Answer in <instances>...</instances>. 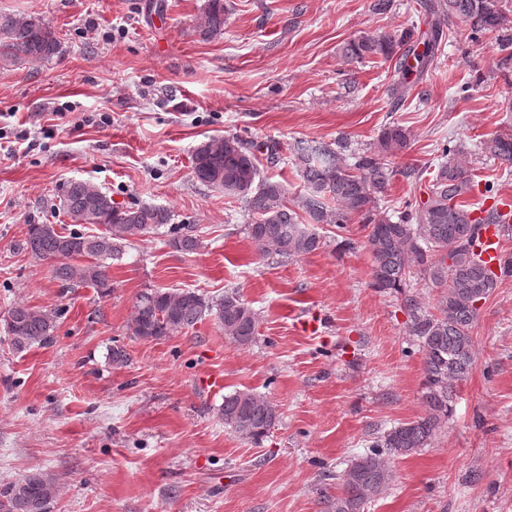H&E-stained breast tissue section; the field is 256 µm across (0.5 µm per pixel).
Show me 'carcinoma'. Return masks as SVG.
Returning a JSON list of instances; mask_svg holds the SVG:
<instances>
[{
  "label": "carcinoma",
  "mask_w": 512,
  "mask_h": 512,
  "mask_svg": "<svg viewBox=\"0 0 512 512\" xmlns=\"http://www.w3.org/2000/svg\"><path fill=\"white\" fill-rule=\"evenodd\" d=\"M429 12L440 19L458 18L469 24L471 39L479 42L494 36L501 57L497 69L505 81L512 80V12L503 0H432ZM224 31V0H206L201 36L210 38ZM443 28L433 30V39L423 49L413 42L410 29L361 33L344 44L342 57L348 63L373 58L396 60L401 78L390 87L403 99L412 78L421 76L434 62ZM60 41L49 26L31 16L0 13V69L24 61H49L59 54ZM406 128L389 122L366 150L346 163L348 139H336L335 147L297 142L294 167L306 186L297 204H288V188L280 180L260 177L256 155L237 136L212 137L200 143L192 156L196 179L224 189V194L248 203L253 219L247 225L250 238L281 257H302L318 250L320 236L313 225L345 228L360 217L369 229L366 244L373 256V286L399 291L414 267L442 288L437 313L422 310L411 295L403 307L410 323L409 335L417 338L424 353L422 403L424 414L384 432L375 441L376 450L354 460L345 472L341 493L329 504L331 512H363V505L389 483L390 472L380 458L410 456L431 445L452 411L455 387L472 370L473 328L478 303L488 299L504 277L512 276V256L502 274L491 272L476 251L484 225L497 223L496 207L476 211L466 201L475 181L461 143L448 142L441 149L424 202L406 201L397 219L377 209L397 175L410 177L411 167H397L394 159L410 149ZM485 157L512 168V131L495 133L481 142ZM65 213L78 224H102L100 235L57 231L51 224H30L22 249L53 260V273L64 288L90 286L100 297L112 293L107 261L120 258L129 239L152 232L171 221L168 209L150 205L120 207L112 196L87 181H71L62 194ZM171 245L193 252L200 241L192 227L172 229ZM215 316L228 336L239 346L252 345L258 335L256 312L231 292L214 302L190 290H154L139 295L131 323L139 339H162L194 327ZM5 331L14 346L24 349L45 345L54 338L57 315L18 304L4 319ZM220 414L224 425L259 441L278 419L276 406L264 395L241 390L224 396ZM58 494V479L35 470L0 485V512H51Z\"/></svg>",
  "instance_id": "carcinoma-1"
}]
</instances>
